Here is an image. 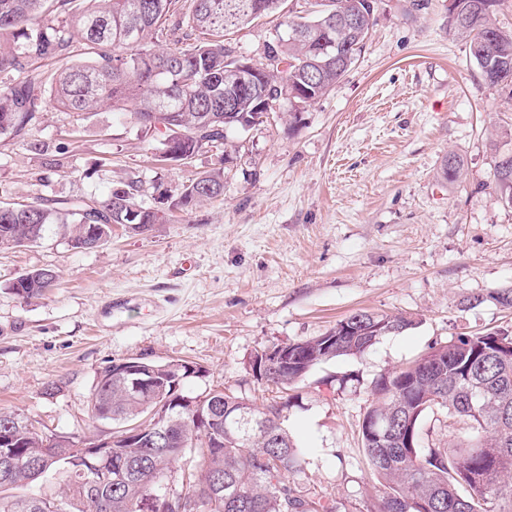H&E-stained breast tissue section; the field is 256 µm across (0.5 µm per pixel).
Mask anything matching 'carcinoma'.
<instances>
[{"mask_svg": "<svg viewBox=\"0 0 512 512\" xmlns=\"http://www.w3.org/2000/svg\"><path fill=\"white\" fill-rule=\"evenodd\" d=\"M498 0H453L450 29L469 42L470 54L484 79L512 93V30L496 23ZM285 0H0V138L22 140L41 125L51 108L88 114L102 106L134 109L142 131L158 138L154 160L162 161L170 136L185 153L200 154L225 145L226 134L242 128V120L259 117L258 97L239 95L233 112L224 111V93L244 75L235 69L234 51L226 36L255 20L278 17L275 31L304 23L322 32L327 17L354 11L364 36L332 29L330 54L344 45L333 65L318 69L309 61L312 46L305 39L273 35L265 58L289 63L288 72H272L269 88L283 80L301 85L315 101L345 75L365 46L374 21L375 0H331L308 17L283 13ZM52 21H41L44 14ZM173 47L155 50L157 42ZM89 51L85 62L52 75L36 63L58 60L74 44ZM316 59L324 61L321 54ZM43 157L39 185L65 165L66 148L49 151L29 143ZM443 174L450 183L463 176L461 160L448 154ZM495 188L512 204V154L495 164ZM224 195V168L202 171L183 185L177 206L185 210ZM143 181L128 178L103 196L59 197L40 192L29 205L0 200V247L33 245L57 227L72 248L89 233L106 244L115 214L130 207L149 209ZM30 278L8 283L23 300L44 296L57 285L50 268L30 270ZM414 321L403 315L362 312L336 323L320 336L302 339V352L312 366L340 356H360L383 337L406 330ZM163 368L155 387L136 390L115 365L105 366L90 392L87 417L123 428L139 423L164 399L170 407L153 429L123 438L110 447L112 458L90 452L92 440L48 435L30 418L0 412V451L15 458L0 468V512H162L161 497L170 481L198 496V512H335L336 505L309 496L292 481L305 463L291 439L284 410L294 398L299 369L288 368L262 380L276 390V399L257 406L224 391L211 389L207 399L182 394L184 381L202 370L185 361L152 362ZM373 404L365 419L385 417L390 433L382 442L362 427L363 452L379 493L367 499L363 512H512V335L476 332L457 337L445 347L432 346L419 358L380 375L372 386ZM247 409L263 427L239 428L230 414ZM442 412L458 424L464 437L450 446L423 445L422 421ZM211 417L196 423L197 415ZM53 460L46 474L34 471L36 458Z\"/></svg>", "mask_w": 512, "mask_h": 512, "instance_id": "obj_1", "label": "carcinoma"}]
</instances>
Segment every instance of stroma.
Returning a JSON list of instances; mask_svg holds the SVG:
<instances>
[{
  "instance_id": "stroma-1",
  "label": "stroma",
  "mask_w": 512,
  "mask_h": 512,
  "mask_svg": "<svg viewBox=\"0 0 512 512\" xmlns=\"http://www.w3.org/2000/svg\"><path fill=\"white\" fill-rule=\"evenodd\" d=\"M275 25L258 20L228 41L260 59ZM35 136L71 150L52 178L58 196H100L137 177L147 196L174 199L220 157L156 167L150 138L108 108L47 112ZM227 142L236 152L223 196L192 211H166L142 231L113 226L111 241L88 251L57 235L0 249V411L49 434L98 432L86 417L96 376L134 357L200 367L186 395L221 385L260 404L272 393L250 371L256 351L357 311L404 315L412 328L314 369L287 411L307 452L298 488L361 512L375 484L360 433L375 379L457 336L512 333V308L492 298L512 290V206L493 182L499 155L512 153V95L449 33L448 0H376L365 47L328 94L280 100L272 118ZM451 151L464 165L458 183L441 172ZM40 167L25 143L0 141L8 199L34 197ZM42 267L59 274L52 292L26 301L8 290ZM53 381L57 395L43 398Z\"/></svg>"
}]
</instances>
